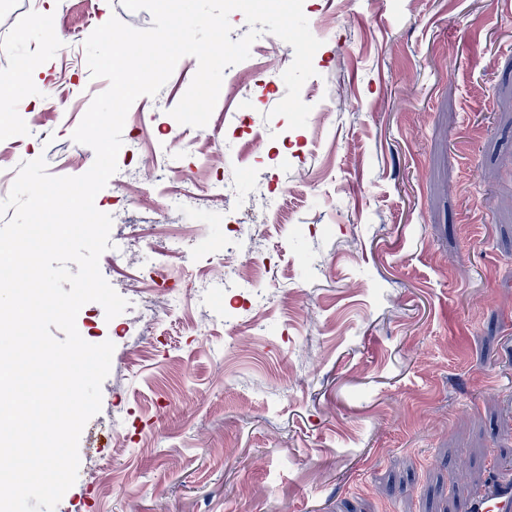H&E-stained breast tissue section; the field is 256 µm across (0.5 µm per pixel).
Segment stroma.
<instances>
[{
	"label": "stroma",
	"mask_w": 512,
	"mask_h": 512,
	"mask_svg": "<svg viewBox=\"0 0 512 512\" xmlns=\"http://www.w3.org/2000/svg\"><path fill=\"white\" fill-rule=\"evenodd\" d=\"M89 36L118 18L151 27L121 0H11L9 75L28 108L0 98L21 147L7 171L45 157L79 176L95 153L72 133L109 83L62 67L32 19ZM322 45L302 89L312 111L289 128L272 109L294 58L255 41L225 68L192 150L175 145L173 109L198 63L183 57L156 96L138 98L128 148L161 181L108 182L113 219L102 276L129 297L151 291L154 320L106 319L85 304L76 326L112 341L101 409L79 441L75 484L55 512H456L449 481L479 487L489 456L512 464V0H305ZM272 63V84L249 65ZM52 95L63 105L45 111ZM187 171L169 178V169ZM232 180L240 204L277 184L278 210L243 224L210 190ZM204 240L182 247L185 228ZM259 257L261 308L235 291L202 306L191 285ZM163 269L168 285L152 290Z\"/></svg>",
	"instance_id": "35a3bbf8"
}]
</instances>
